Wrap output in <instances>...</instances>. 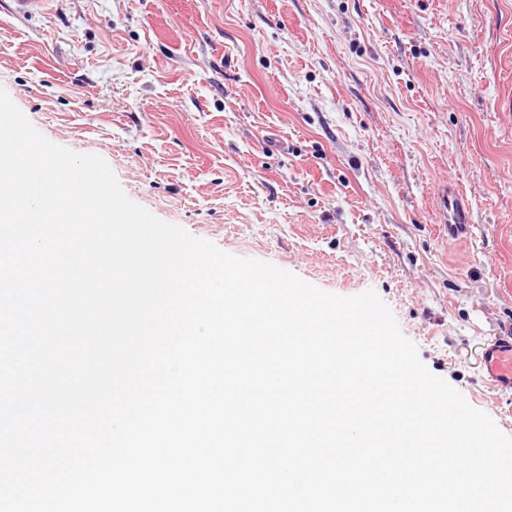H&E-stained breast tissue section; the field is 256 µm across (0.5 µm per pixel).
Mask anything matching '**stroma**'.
Wrapping results in <instances>:
<instances>
[{
	"label": "stroma",
	"mask_w": 512,
	"mask_h": 512,
	"mask_svg": "<svg viewBox=\"0 0 512 512\" xmlns=\"http://www.w3.org/2000/svg\"><path fill=\"white\" fill-rule=\"evenodd\" d=\"M0 87L157 218L374 290L512 435V392L477 366L512 330V0H0ZM448 206L445 207L446 214H443V220L448 224V240H457L464 238L471 231V209L465 197L454 188L448 190Z\"/></svg>",
	"instance_id": "stroma-1"
}]
</instances>
